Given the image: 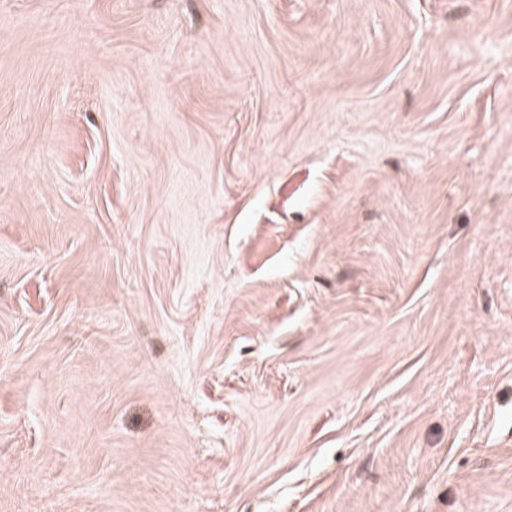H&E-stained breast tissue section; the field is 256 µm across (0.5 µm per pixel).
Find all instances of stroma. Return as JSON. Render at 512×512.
<instances>
[{"label": "stroma", "instance_id": "obj_1", "mask_svg": "<svg viewBox=\"0 0 512 512\" xmlns=\"http://www.w3.org/2000/svg\"><path fill=\"white\" fill-rule=\"evenodd\" d=\"M0 512H512V0H0Z\"/></svg>", "mask_w": 512, "mask_h": 512}]
</instances>
